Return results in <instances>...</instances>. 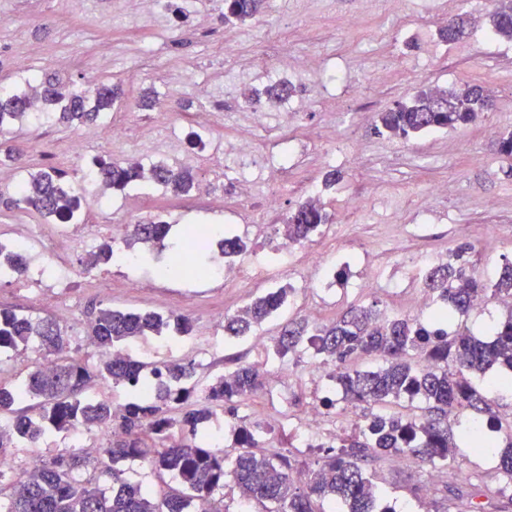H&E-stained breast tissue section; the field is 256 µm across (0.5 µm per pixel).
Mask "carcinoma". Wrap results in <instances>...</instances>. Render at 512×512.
Segmentation results:
<instances>
[{
  "label": "carcinoma",
  "mask_w": 512,
  "mask_h": 512,
  "mask_svg": "<svg viewBox=\"0 0 512 512\" xmlns=\"http://www.w3.org/2000/svg\"><path fill=\"white\" fill-rule=\"evenodd\" d=\"M488 16L491 33L512 40V0H497ZM266 0H224L229 19L244 22L261 14ZM466 35V26L456 20L440 30L442 39L456 42ZM123 91L118 85L78 86L60 84L51 78L38 85L26 83L23 90L0 91V133L18 122L43 125L96 124ZM487 90L479 84L459 88L430 89L412 100L377 113L375 129L408 138L434 129H457L475 122L492 110ZM90 178L112 190L134 182H152L173 195L190 193L195 179L188 170L157 162L145 169L110 157L91 162ZM87 188L63 180V173L48 166L19 183L10 204L44 218H59L65 224L81 221ZM329 216L321 202L311 199L288 215L284 236L299 243L319 232ZM170 225L157 218L131 225L128 236L140 244L139 261L153 259L154 249L164 247ZM207 244L192 252L175 251L159 267L165 276L201 277L210 273L203 260ZM248 251V241L239 236L224 238V257ZM112 242L105 241L88 254L83 269L90 271L112 261ZM26 263L15 252L0 263V281L17 278ZM424 290L440 301L434 317L425 324L409 316L389 315L376 305L355 306L327 324L312 326L304 318L288 321L275 339L273 353L285 361L312 352L315 363L329 369L341 400L363 407L362 424L336 445H328L316 462L310 478L298 483L293 477L288 450L272 454L256 452L260 434L238 417L242 398L264 385V373L252 365H239L202 383L196 379L197 364L178 359L160 366L135 359L129 353L131 340L141 336H191L192 321L181 314L114 307L91 308L87 340L96 348L97 362L90 365L70 355V338L61 322L51 317H33L0 309V353L15 356L28 350L49 358L44 369L34 363L24 378L6 386L0 383V416H9V427L0 430V448L14 449L12 462L0 461V512H224L216 494L232 478L239 497L262 512H316L315 500L342 506L341 512H392L384 503L382 489L374 482L373 464L381 459L412 454L436 472L448 473L458 444L448 426V417L471 419L463 432L464 444L479 453L498 448L494 438L481 429V417L496 420L493 400L487 391L512 392V305L502 320L490 327L489 338H480L459 324L481 300L487 304L512 298V262L495 281L484 283L463 251L448 253L446 261L425 276ZM292 288L282 286L256 297L224 316V335L242 337L277 313ZM377 355L382 364L360 370L349 366L361 355ZM154 388L144 389L148 377ZM131 387L123 403L89 394L92 386ZM31 404L24 411L16 401ZM418 403L420 415L410 419L388 417L377 408L401 401ZM237 419V450L214 448L203 434L205 424L217 413ZM119 422L120 439L101 449L94 473L85 472L86 462L77 448H66L46 457L32 469L21 461L26 448L38 447L50 432L77 430L104 432ZM140 459L154 472L171 473L179 485L161 499L122 478L116 464ZM498 470L504 484L497 494L512 501V431L505 450L498 455ZM448 492L469 498L470 512H485L479 487L465 493L453 483Z\"/></svg>",
  "instance_id": "1"
}]
</instances>
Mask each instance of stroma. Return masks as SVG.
Returning a JSON list of instances; mask_svg holds the SVG:
<instances>
[{"label": "stroma", "instance_id": "1", "mask_svg": "<svg viewBox=\"0 0 512 512\" xmlns=\"http://www.w3.org/2000/svg\"><path fill=\"white\" fill-rule=\"evenodd\" d=\"M495 0H400L397 8L374 0H267L264 12L243 22H225L222 0H203L207 24L182 10L180 0H160L146 12L143 0H0V87L12 86L22 75L40 80L55 75L62 81L120 86L123 96L112 110L114 119L128 122L121 149L100 143L98 156L118 160L129 155L145 163L163 162L191 169L199 190L185 196L150 191V207L134 209L141 191L131 188L88 211L97 226L96 239L112 238L116 224H134L159 217L180 224H210L225 235L251 242V255L283 251V224L300 203L298 189L311 183L320 197L328 224L309 240L293 245L287 267H272L269 275L248 278H164L155 267L112 265L84 271L85 252L55 253L52 265L71 267L75 276L64 297L65 322L73 351L95 362L97 353L86 341V311L95 306L124 309H172L208 327L204 336L169 340L149 336L131 349L138 358L160 364L172 357L196 361L197 377L206 381L226 368L266 361L276 369L273 340L289 320L303 316L324 324L350 307L378 303L389 314H409L408 300L423 288L428 270L449 251L468 248L479 275L496 277L512 260V160L503 159L497 144L512 131V41L493 36L486 25ZM468 22L463 40H441L440 27L455 17ZM317 55L322 69L306 70L292 80L290 112L268 102L270 67L285 62L302 67L307 55ZM480 84L495 103L472 125L443 129L404 140L376 134L378 112L409 102L428 87ZM156 92L154 108L140 98ZM268 112L266 128L251 125L244 105ZM217 110L231 113L232 124L216 128L219 148L230 178L215 182L209 149L192 147L188 115ZM97 126L62 124L23 126L5 133V140L22 146L24 165L0 156V236L10 237L21 225L47 234L52 224L39 214L6 207L14 183L51 164L78 178L85 165L73 155L74 141L96 135ZM250 135L260 150L283 137L282 150L292 166L275 183L280 212L268 216L261 186L265 173L234 168L231 150L236 139ZM340 178L326 184L329 171ZM257 184L249 199H241L240 180ZM444 183L447 195L434 198L430 184ZM363 201L356 214L346 203ZM318 256L322 269L308 279L309 259ZM147 274L151 291L131 287ZM293 290L273 320L248 336L224 334V315L245 306L261 293L280 286ZM0 308L36 317L47 316L42 291L21 276L0 283ZM311 358L291 368L288 379L271 383L246 397L239 413L258 424L266 443L285 446L289 420H301L320 393L310 383ZM462 490L482 486L491 512H512L498 497L501 477L497 459L459 450L451 465ZM377 483L395 512H466L467 501L449 496L445 480L420 458L407 455L382 464Z\"/></svg>", "mask_w": 512, "mask_h": 512}]
</instances>
